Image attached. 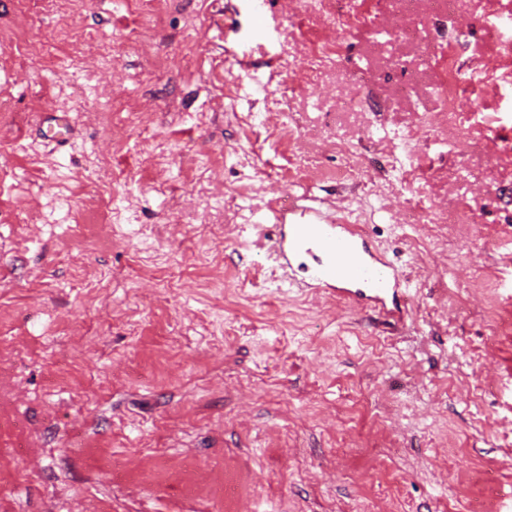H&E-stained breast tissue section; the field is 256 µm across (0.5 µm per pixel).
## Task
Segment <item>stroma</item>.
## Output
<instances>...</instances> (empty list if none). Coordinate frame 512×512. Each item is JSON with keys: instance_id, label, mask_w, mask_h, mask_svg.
I'll return each instance as SVG.
<instances>
[{"instance_id": "1", "label": "stroma", "mask_w": 512, "mask_h": 512, "mask_svg": "<svg viewBox=\"0 0 512 512\" xmlns=\"http://www.w3.org/2000/svg\"><path fill=\"white\" fill-rule=\"evenodd\" d=\"M347 3L0 0V512H512V0L414 43ZM451 43L480 118L438 110ZM286 196L409 274L404 327L258 252ZM43 122L45 129H42L45 136L58 142H65L70 136L72 129L64 122L58 112L48 111Z\"/></svg>"}]
</instances>
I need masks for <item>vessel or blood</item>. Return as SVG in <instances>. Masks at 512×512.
I'll return each instance as SVG.
<instances>
[{"mask_svg":"<svg viewBox=\"0 0 512 512\" xmlns=\"http://www.w3.org/2000/svg\"><path fill=\"white\" fill-rule=\"evenodd\" d=\"M273 253L281 267L303 269L312 287L401 321L410 280L360 227L333 222L312 208L289 203L273 209Z\"/></svg>","mask_w":512,"mask_h":512,"instance_id":"b4317fda","label":"vessel or blood"}]
</instances>
